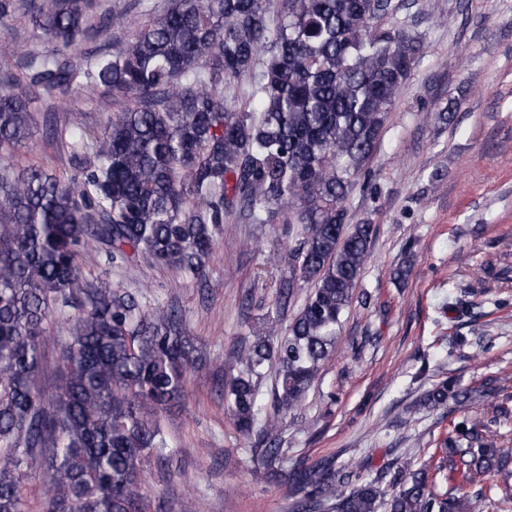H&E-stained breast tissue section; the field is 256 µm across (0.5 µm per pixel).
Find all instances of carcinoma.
<instances>
[{
	"instance_id": "carcinoma-1",
	"label": "carcinoma",
	"mask_w": 512,
	"mask_h": 512,
	"mask_svg": "<svg viewBox=\"0 0 512 512\" xmlns=\"http://www.w3.org/2000/svg\"><path fill=\"white\" fill-rule=\"evenodd\" d=\"M0 0V24L24 8L38 54L0 41L21 75H0V148L28 141L33 109L66 101L70 162L0 172V512H26L23 480L44 472L42 512H145L139 463L165 446L142 408L183 396L192 342L173 312L96 285L81 259L141 256L193 276L239 204L257 224H297L293 281L311 292L280 331L238 348L228 397L237 430L254 433L257 474L286 480L295 512H508L512 485L484 488L512 458L496 446L512 415V374L461 388L450 378L424 404L459 413L444 447L462 482L431 489L442 465L401 466L389 498L382 475L359 478L335 461L283 470L278 417L302 402L336 343L370 255L373 225L349 224L347 199L377 149L389 112L423 48L396 21L393 0H170L110 54L80 51L91 33L124 28L125 0ZM255 74L252 107L224 105V85ZM125 105L92 132L88 100ZM92 152H87V142ZM69 309L75 333L55 392L37 386L52 318ZM274 372L276 413L257 426L259 384ZM490 409L475 416L479 402Z\"/></svg>"
}]
</instances>
